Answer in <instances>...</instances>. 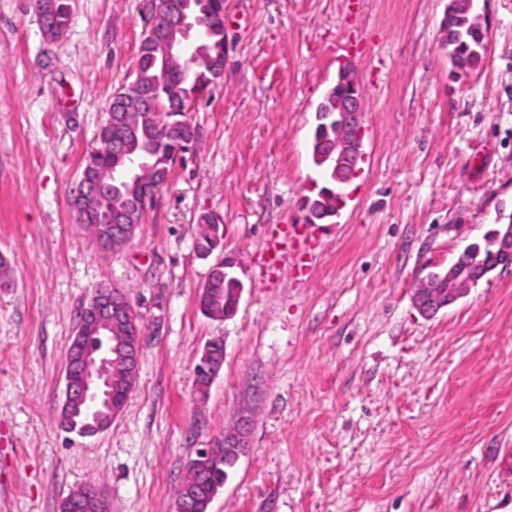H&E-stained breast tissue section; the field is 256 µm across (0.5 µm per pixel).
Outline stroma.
Returning <instances> with one entry per match:
<instances>
[{
    "label": "stroma",
    "mask_w": 512,
    "mask_h": 512,
    "mask_svg": "<svg viewBox=\"0 0 512 512\" xmlns=\"http://www.w3.org/2000/svg\"><path fill=\"white\" fill-rule=\"evenodd\" d=\"M142 0H72L47 40L0 0V512H59L91 482L110 512H176L191 459L251 418L208 512H512V265L433 316L415 286L512 213V0H473L486 51L454 72L448 0H224V73L189 120L136 235L103 247L71 199L113 93L134 78ZM349 69L364 162L331 224L305 223L317 106ZM224 246L196 250L198 219ZM294 259L268 272L272 231ZM236 313L199 295L224 258ZM144 326L134 387L92 437L59 425L66 357L96 288ZM221 338L206 399L195 368Z\"/></svg>",
    "instance_id": "stroma-1"
}]
</instances>
